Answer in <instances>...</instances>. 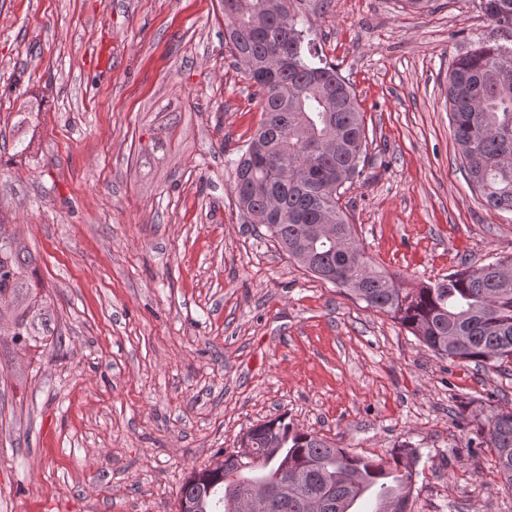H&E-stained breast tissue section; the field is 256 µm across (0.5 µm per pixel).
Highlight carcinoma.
<instances>
[{
    "mask_svg": "<svg viewBox=\"0 0 512 512\" xmlns=\"http://www.w3.org/2000/svg\"><path fill=\"white\" fill-rule=\"evenodd\" d=\"M485 15L512 28V0H481ZM224 42L260 97L262 119L234 162L233 192L246 216L262 221L288 257L317 278L334 272L343 293L399 322L419 342L452 361L501 371L512 366V253L435 283L403 288L374 267L349 223L340 189L362 175L365 125L351 85L305 44L290 0H220ZM446 97L465 179L495 210L512 212V49L482 42L448 70ZM34 257L0 234V342L26 345L34 335ZM512 486V408L478 429ZM251 452L224 457V471L194 470L178 492L179 512H240L229 494L270 490L257 512H356L352 503L399 482L376 512H413L417 449L401 445L388 461L351 454L279 415L249 428ZM304 480L284 490L283 468Z\"/></svg>",
    "mask_w": 512,
    "mask_h": 512,
    "instance_id": "1",
    "label": "carcinoma"
}]
</instances>
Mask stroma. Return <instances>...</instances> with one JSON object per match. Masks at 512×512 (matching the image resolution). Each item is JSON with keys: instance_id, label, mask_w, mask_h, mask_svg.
Wrapping results in <instances>:
<instances>
[{"instance_id": "1", "label": "stroma", "mask_w": 512, "mask_h": 512, "mask_svg": "<svg viewBox=\"0 0 512 512\" xmlns=\"http://www.w3.org/2000/svg\"><path fill=\"white\" fill-rule=\"evenodd\" d=\"M290 9L364 113L365 170L341 200L373 263L412 288L512 252L445 94L459 54L512 46V28L481 0ZM253 92L219 0H0V213L46 298L36 337L0 345V512H178L191 471L282 414L355 455L417 448L414 512H512L493 449L471 444L512 407V370L436 356L239 212Z\"/></svg>"}]
</instances>
